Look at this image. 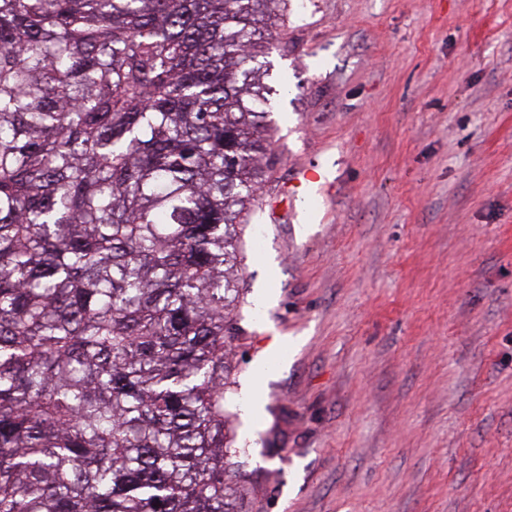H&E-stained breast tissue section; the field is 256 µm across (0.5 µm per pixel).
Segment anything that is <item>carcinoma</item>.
<instances>
[{"label": "carcinoma", "mask_w": 512, "mask_h": 512, "mask_svg": "<svg viewBox=\"0 0 512 512\" xmlns=\"http://www.w3.org/2000/svg\"><path fill=\"white\" fill-rule=\"evenodd\" d=\"M288 0H0V512H235L238 226Z\"/></svg>", "instance_id": "1"}]
</instances>
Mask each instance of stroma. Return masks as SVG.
Returning <instances> with one entry per match:
<instances>
[{
  "label": "stroma",
  "mask_w": 512,
  "mask_h": 512,
  "mask_svg": "<svg viewBox=\"0 0 512 512\" xmlns=\"http://www.w3.org/2000/svg\"><path fill=\"white\" fill-rule=\"evenodd\" d=\"M283 34L227 357L237 512H512V0H289Z\"/></svg>",
  "instance_id": "1"
}]
</instances>
